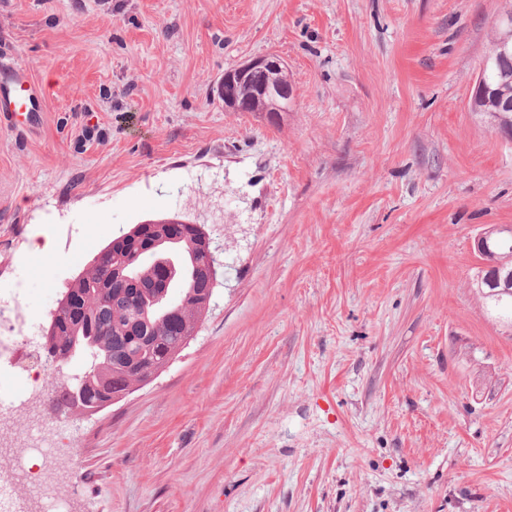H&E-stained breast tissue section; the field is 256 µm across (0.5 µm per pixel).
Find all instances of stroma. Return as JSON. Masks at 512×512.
<instances>
[{"instance_id": "stroma-1", "label": "stroma", "mask_w": 512, "mask_h": 512, "mask_svg": "<svg viewBox=\"0 0 512 512\" xmlns=\"http://www.w3.org/2000/svg\"><path fill=\"white\" fill-rule=\"evenodd\" d=\"M512 0H0V52L44 92L0 119V293L45 334L113 236L212 239L210 309L170 366L58 413L72 512H512V331L471 279L512 225V140L469 110ZM275 55L287 111L228 112ZM55 248L28 251L36 228ZM25 385L0 420L22 453ZM284 62L274 55H266L254 58L238 67L224 72V79L220 83V94L224 97V109L228 112H251V104L248 96L270 103H275L279 94L292 95L293 88L288 81L277 82L273 84L271 78L267 80L269 72H284L286 70ZM247 81L251 84L252 90L245 86H239V94L236 91V83ZM240 95V96H239Z\"/></svg>"}]
</instances>
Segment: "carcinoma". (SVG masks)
Segmentation results:
<instances>
[{
  "label": "carcinoma",
  "instance_id": "obj_1",
  "mask_svg": "<svg viewBox=\"0 0 512 512\" xmlns=\"http://www.w3.org/2000/svg\"><path fill=\"white\" fill-rule=\"evenodd\" d=\"M504 32L489 34V57L484 82L490 99L497 100L493 112L484 111L478 100L477 114L491 128L512 129V56L499 54L498 44ZM160 223L170 226L164 240L182 239L184 250L200 264L194 225L174 218ZM489 251L479 258L501 266L500 278L490 282V271L480 270L472 288L490 314L512 328V236L491 227L484 229ZM156 250L137 237L124 232L110 240L97 254L92 268L78 276L68 288L70 300L60 303L46 333L48 353L59 363L90 356L86 370L93 373L92 383L75 395L49 377L55 408L69 411L85 408L105 395L131 388L147 371L168 364L193 335L196 322L205 313L204 274L199 268L184 278L178 300L168 298L172 280L158 293L157 282L164 271L156 262Z\"/></svg>",
  "mask_w": 512,
  "mask_h": 512
}]
</instances>
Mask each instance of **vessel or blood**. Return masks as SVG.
<instances>
[{
    "label": "vessel or blood",
    "instance_id": "1",
    "mask_svg": "<svg viewBox=\"0 0 512 512\" xmlns=\"http://www.w3.org/2000/svg\"><path fill=\"white\" fill-rule=\"evenodd\" d=\"M42 90L17 65L0 68V117L11 124H33L42 110Z\"/></svg>",
    "mask_w": 512,
    "mask_h": 512
}]
</instances>
